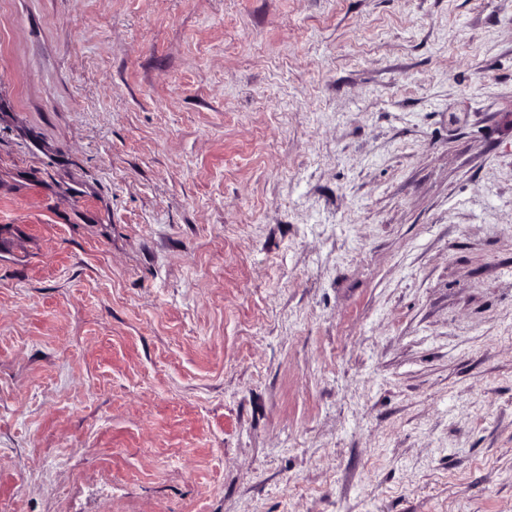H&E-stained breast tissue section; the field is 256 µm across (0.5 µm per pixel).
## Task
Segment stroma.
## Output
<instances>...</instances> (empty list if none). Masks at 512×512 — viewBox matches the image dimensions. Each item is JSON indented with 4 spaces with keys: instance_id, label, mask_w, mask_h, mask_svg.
<instances>
[{
    "instance_id": "obj_1",
    "label": "stroma",
    "mask_w": 512,
    "mask_h": 512,
    "mask_svg": "<svg viewBox=\"0 0 512 512\" xmlns=\"http://www.w3.org/2000/svg\"><path fill=\"white\" fill-rule=\"evenodd\" d=\"M0 512H512V0H0Z\"/></svg>"
}]
</instances>
